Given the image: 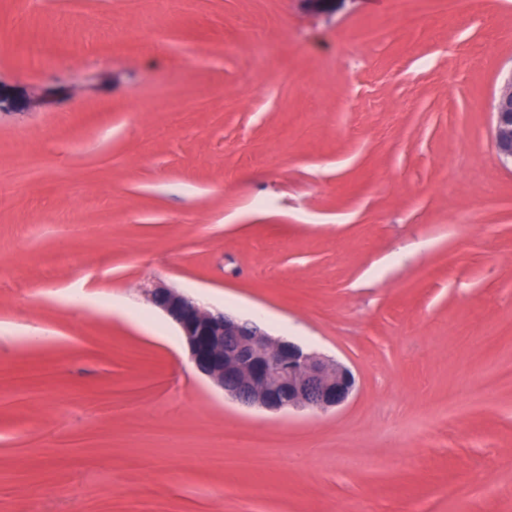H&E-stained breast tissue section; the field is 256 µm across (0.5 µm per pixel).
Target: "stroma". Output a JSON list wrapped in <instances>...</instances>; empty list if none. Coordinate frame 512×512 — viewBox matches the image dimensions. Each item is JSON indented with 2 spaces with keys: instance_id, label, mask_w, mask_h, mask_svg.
<instances>
[{
  "instance_id": "35a3bbf8",
  "label": "stroma",
  "mask_w": 512,
  "mask_h": 512,
  "mask_svg": "<svg viewBox=\"0 0 512 512\" xmlns=\"http://www.w3.org/2000/svg\"><path fill=\"white\" fill-rule=\"evenodd\" d=\"M511 72L512 0H0V512H512ZM154 285L355 390L228 399ZM493 109L495 150L501 158L512 162V72L503 79Z\"/></svg>"
}]
</instances>
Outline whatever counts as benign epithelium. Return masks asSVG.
Instances as JSON below:
<instances>
[{
	"label": "benign epithelium",
	"mask_w": 512,
	"mask_h": 512,
	"mask_svg": "<svg viewBox=\"0 0 512 512\" xmlns=\"http://www.w3.org/2000/svg\"><path fill=\"white\" fill-rule=\"evenodd\" d=\"M494 115L495 150L512 161V72L503 79ZM147 294L181 330L195 368L242 405L273 412L325 411L355 389L346 365L274 339L252 321L209 311L171 288H150Z\"/></svg>",
	"instance_id": "benign-epithelium-1"
}]
</instances>
